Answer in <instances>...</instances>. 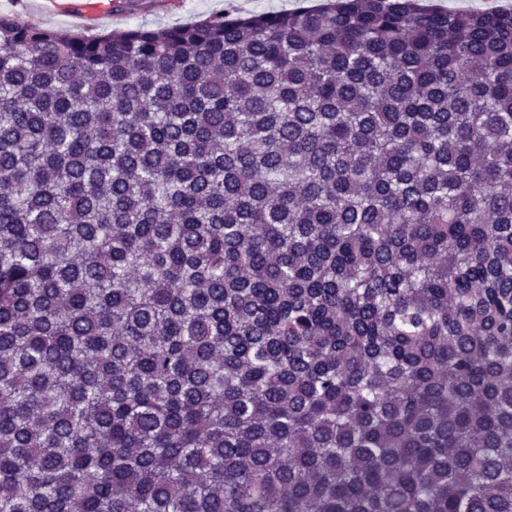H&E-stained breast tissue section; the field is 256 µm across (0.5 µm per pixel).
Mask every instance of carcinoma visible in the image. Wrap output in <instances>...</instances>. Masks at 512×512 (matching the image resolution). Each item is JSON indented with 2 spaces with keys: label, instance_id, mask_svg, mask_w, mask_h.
<instances>
[{
  "label": "carcinoma",
  "instance_id": "carcinoma-1",
  "mask_svg": "<svg viewBox=\"0 0 512 512\" xmlns=\"http://www.w3.org/2000/svg\"><path fill=\"white\" fill-rule=\"evenodd\" d=\"M0 512H512V11L1 14Z\"/></svg>",
  "mask_w": 512,
  "mask_h": 512
}]
</instances>
